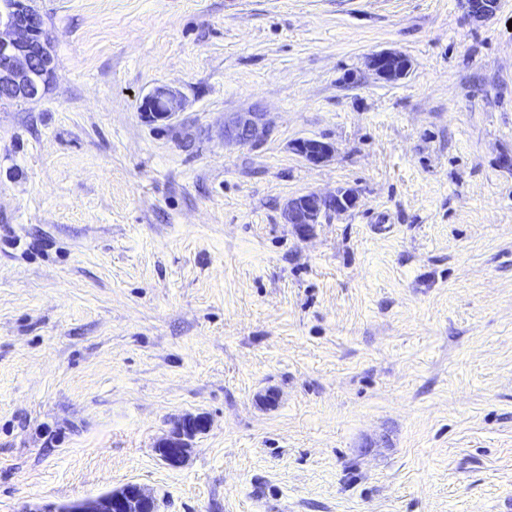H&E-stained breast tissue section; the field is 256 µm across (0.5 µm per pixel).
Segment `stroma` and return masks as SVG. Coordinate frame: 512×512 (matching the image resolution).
<instances>
[{
  "label": "stroma",
  "instance_id": "1",
  "mask_svg": "<svg viewBox=\"0 0 512 512\" xmlns=\"http://www.w3.org/2000/svg\"><path fill=\"white\" fill-rule=\"evenodd\" d=\"M33 5L55 77L0 105V512L129 482L159 512H512V0ZM159 85L175 124L140 111ZM231 112L268 137L225 146ZM406 60L401 53L381 51L372 54L368 64L380 80L388 83L398 81L408 74L410 65ZM157 104L161 112H155ZM157 107V109H159ZM184 104L180 95L168 86L160 85L153 88L142 100L140 110L145 118L153 123L167 124L178 117ZM292 150L308 164L318 166L332 157L335 148L324 139L301 138L292 143ZM358 195L354 189L339 188L330 194L306 192L288 199L283 217L301 232H309L312 224H321L332 215H340L356 207ZM208 427V417L201 414L175 419L168 434L155 446L160 459L169 467H181L191 452L192 441Z\"/></svg>",
  "mask_w": 512,
  "mask_h": 512
}]
</instances>
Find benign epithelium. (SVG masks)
<instances>
[{"mask_svg":"<svg viewBox=\"0 0 512 512\" xmlns=\"http://www.w3.org/2000/svg\"><path fill=\"white\" fill-rule=\"evenodd\" d=\"M466 3L476 19L487 18L498 8V0ZM368 64L386 83L404 78L410 70L406 57L395 51L377 52L370 56ZM53 72L52 41L39 15L30 0H11L6 10L0 11V99L12 102L40 97ZM183 108L180 95L165 85L153 88L140 106L148 121L164 124L176 119ZM268 134L269 125L262 112H235L224 118L226 145H256ZM292 150L308 164L318 166L332 157L335 148L323 139L301 138L292 143ZM357 202L358 195L351 188H339L330 194L306 192L288 199L283 217L285 223L306 233L312 225L355 208ZM208 427V417L201 414L175 419L168 434L156 444L160 459L171 468L182 466L191 452L192 441ZM69 512H157V500L146 488L130 482L110 493L76 503Z\"/></svg>","mask_w":512,"mask_h":512,"instance_id":"obj_1","label":"benign epithelium"}]
</instances>
